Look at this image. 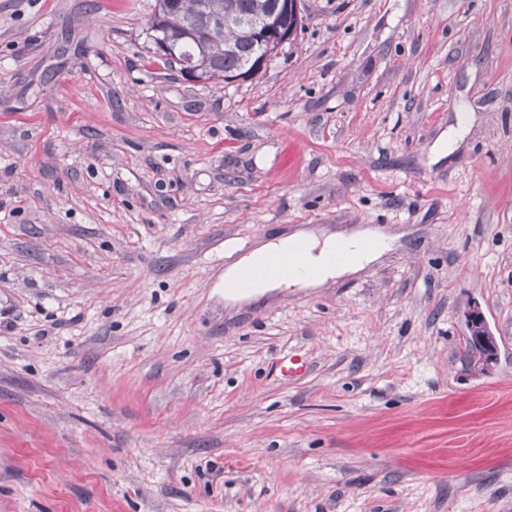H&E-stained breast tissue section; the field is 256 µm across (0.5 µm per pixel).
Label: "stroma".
I'll list each match as a JSON object with an SVG mask.
<instances>
[{"label": "stroma", "mask_w": 512, "mask_h": 512, "mask_svg": "<svg viewBox=\"0 0 512 512\" xmlns=\"http://www.w3.org/2000/svg\"><path fill=\"white\" fill-rule=\"evenodd\" d=\"M154 5L0 0V512H512V0H304L232 83ZM302 227L395 240L225 302ZM471 325H472V333L471 336H467V340L471 345H476L477 348H481L484 350V359L488 355V358H492L495 346L492 340V337L486 333L483 326V321L479 313H474L469 316ZM487 358V359H488ZM486 359V360H487Z\"/></svg>", "instance_id": "35a3bbf8"}]
</instances>
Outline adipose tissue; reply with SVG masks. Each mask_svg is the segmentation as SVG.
<instances>
[{"mask_svg":"<svg viewBox=\"0 0 512 512\" xmlns=\"http://www.w3.org/2000/svg\"><path fill=\"white\" fill-rule=\"evenodd\" d=\"M340 241L332 235L313 234L272 238L230 265L224 273V281L232 283L242 270L265 266L273 256L289 252L294 246L299 245L304 250L308 264L314 269L313 276L304 278L303 283L307 286H317L363 266L384 246V239L380 233L362 230L341 241L351 247L352 256L349 263L340 264L334 258L336 244Z\"/></svg>","mask_w":512,"mask_h":512,"instance_id":"ef3b65f1","label":"adipose tissue"}]
</instances>
